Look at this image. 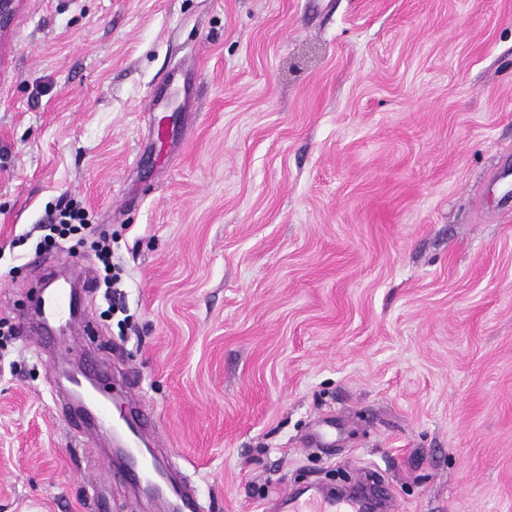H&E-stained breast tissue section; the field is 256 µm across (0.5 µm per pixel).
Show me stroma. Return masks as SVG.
<instances>
[{"label":"stroma","mask_w":512,"mask_h":512,"mask_svg":"<svg viewBox=\"0 0 512 512\" xmlns=\"http://www.w3.org/2000/svg\"><path fill=\"white\" fill-rule=\"evenodd\" d=\"M70 199L119 282L59 349L17 325ZM0 325V512H155L65 417L91 353L205 512H512V0H19ZM290 512H360L354 501H336V499L295 500L288 505Z\"/></svg>","instance_id":"35a3bbf8"}]
</instances>
